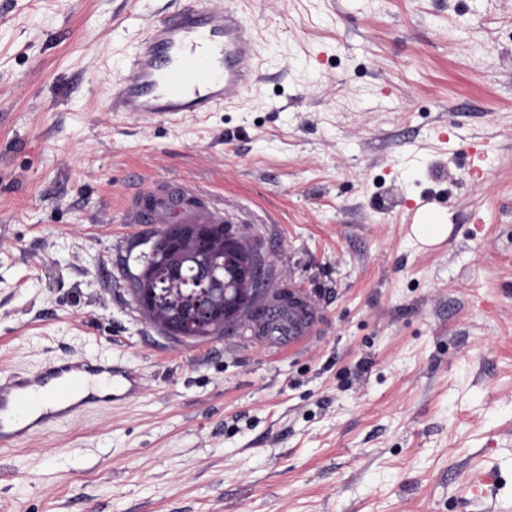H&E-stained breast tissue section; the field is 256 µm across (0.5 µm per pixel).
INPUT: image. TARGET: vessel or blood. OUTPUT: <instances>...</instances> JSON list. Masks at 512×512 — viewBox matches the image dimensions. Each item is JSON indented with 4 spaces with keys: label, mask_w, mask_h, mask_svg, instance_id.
Returning a JSON list of instances; mask_svg holds the SVG:
<instances>
[{
    "label": "vessel or blood",
    "mask_w": 512,
    "mask_h": 512,
    "mask_svg": "<svg viewBox=\"0 0 512 512\" xmlns=\"http://www.w3.org/2000/svg\"><path fill=\"white\" fill-rule=\"evenodd\" d=\"M258 31L222 0L187 5L145 30L114 82L112 109L147 124L190 112H210L252 88L256 81ZM128 224H220L222 211L198 192L168 181L138 192L124 212ZM317 310L307 297L282 308L270 295L254 326L269 342L305 344L313 335ZM140 376L111 359L56 360L31 372L0 371V447L23 444L94 406L135 398Z\"/></svg>",
    "instance_id": "vessel-or-blood-1"
}]
</instances>
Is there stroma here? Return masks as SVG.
<instances>
[{
    "mask_svg": "<svg viewBox=\"0 0 512 512\" xmlns=\"http://www.w3.org/2000/svg\"><path fill=\"white\" fill-rule=\"evenodd\" d=\"M238 5L257 88L147 125L112 84L180 0H0V369L143 383L0 447V512H512V0ZM170 180L317 305L307 347L136 305L155 233L121 218ZM420 222L422 224L413 225V233L423 243L434 245L448 237L451 225L444 224L445 220L438 213H427Z\"/></svg>",
    "mask_w": 512,
    "mask_h": 512,
    "instance_id": "1",
    "label": "stroma"
}]
</instances>
